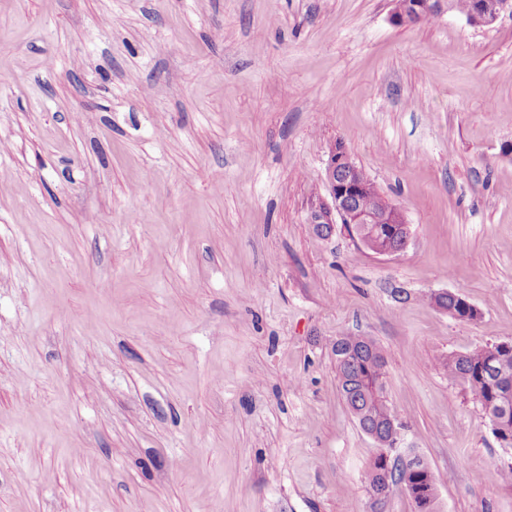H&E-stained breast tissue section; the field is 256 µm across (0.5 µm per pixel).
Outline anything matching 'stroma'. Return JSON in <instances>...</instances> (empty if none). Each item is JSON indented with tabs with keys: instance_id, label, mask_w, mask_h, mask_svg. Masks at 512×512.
Returning a JSON list of instances; mask_svg holds the SVG:
<instances>
[{
	"instance_id": "stroma-1",
	"label": "stroma",
	"mask_w": 512,
	"mask_h": 512,
	"mask_svg": "<svg viewBox=\"0 0 512 512\" xmlns=\"http://www.w3.org/2000/svg\"><path fill=\"white\" fill-rule=\"evenodd\" d=\"M395 5L0 0V512H372L344 334L437 512H512L440 366L512 342V15ZM339 144L403 251L309 224ZM430 299L433 301L432 295L430 296ZM436 307L440 310H442L440 307L446 308V311L444 312L448 313V316L462 321L475 320L479 315L474 314L472 305L465 302L462 297L455 292L448 291L446 296H443L441 301L437 302Z\"/></svg>"
}]
</instances>
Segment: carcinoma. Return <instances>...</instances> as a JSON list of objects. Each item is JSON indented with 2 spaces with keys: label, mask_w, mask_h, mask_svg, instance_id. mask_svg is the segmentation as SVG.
I'll return each mask as SVG.
<instances>
[{
  "label": "carcinoma",
  "mask_w": 512,
  "mask_h": 512,
  "mask_svg": "<svg viewBox=\"0 0 512 512\" xmlns=\"http://www.w3.org/2000/svg\"><path fill=\"white\" fill-rule=\"evenodd\" d=\"M495 0H450L452 11L470 18L480 11V6ZM367 248L381 252L392 246L396 235L380 233L378 225L368 224L362 230ZM446 308L448 316L470 321L477 318L472 305L462 297L449 292L437 302ZM336 371L342 396L362 431L368 434L377 452L365 470L364 484L370 490L388 486L400 487L419 493L416 506L423 512H435L436 480L429 466L419 454L403 463L395 454L392 434L405 428L385 392L386 360L376 343L366 336H341L333 345ZM442 369L478 399L488 417H495L498 427L492 433L503 448H512V349L502 343L492 342L465 353H450L441 359Z\"/></svg>",
  "instance_id": "carcinoma-1"
}]
</instances>
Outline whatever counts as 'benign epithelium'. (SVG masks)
Wrapping results in <instances>:
<instances>
[{"mask_svg": "<svg viewBox=\"0 0 512 512\" xmlns=\"http://www.w3.org/2000/svg\"><path fill=\"white\" fill-rule=\"evenodd\" d=\"M444 4L446 0H397L394 18L403 25H411L427 14L441 11ZM504 13L512 14V0H497L493 13L474 15L472 25L491 26ZM344 152V147L336 146L327 163L326 176L332 204H321L311 211L309 223L331 224L336 217L358 240L361 239L359 226L363 224H398L403 230L401 245L397 249L388 251V254L401 252L410 236L404 211L381 193L378 194L375 207L371 209L360 207L357 204V197L361 191V181L352 171L341 167Z\"/></svg>", "mask_w": 512, "mask_h": 512, "instance_id": "1", "label": "benign epithelium"}]
</instances>
